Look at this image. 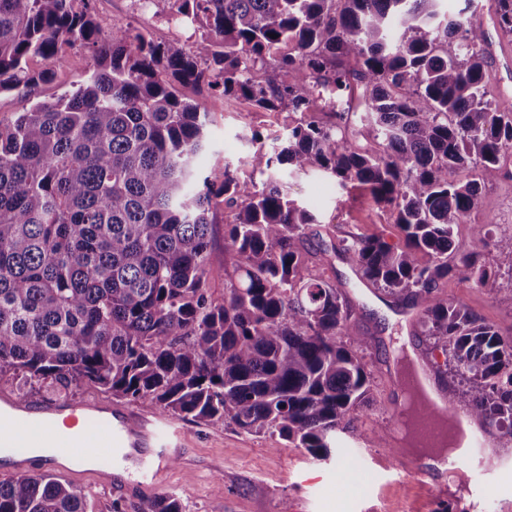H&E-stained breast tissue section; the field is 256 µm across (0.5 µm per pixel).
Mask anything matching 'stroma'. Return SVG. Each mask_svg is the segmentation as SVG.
I'll list each match as a JSON object with an SVG mask.
<instances>
[{"label":"stroma","instance_id":"stroma-1","mask_svg":"<svg viewBox=\"0 0 512 512\" xmlns=\"http://www.w3.org/2000/svg\"><path fill=\"white\" fill-rule=\"evenodd\" d=\"M444 5L452 12L464 11L463 0H444ZM94 6L104 34L116 28L134 31L139 27L134 0H95ZM464 13L468 23L490 29L495 57L489 68V97L497 106L512 109V36L491 30L487 8ZM91 66L88 51L68 50L51 82L32 90L21 87L0 94V119H11L36 102L74 90ZM184 93L200 96L207 112L209 148L199 160L205 174L218 179L229 167L243 188L262 185L266 174L243 165L242 160L258 149L270 154L279 151L286 135L284 114L190 87ZM256 132L261 135L257 141L252 138ZM276 173L287 182L291 197L315 213L317 223L305 248L348 300L356 331L373 340L365 356L373 385L358 418V432L366 440L359 444L354 437L340 436L337 455L320 462L305 449L276 436L175 415L171 421L182 432L186 447L171 461L160 495L178 497L183 512H499L500 507L512 504V453L503 461V477L464 469L457 475V490L446 494L433 485L443 476L441 463L419 457L417 464L432 477L431 482L421 484L413 477L414 466L405 461L401 435L393 429L399 394L394 339L402 337L404 346L422 366H444L445 357L421 335L419 325L412 323V306L363 281L350 259L336 250L342 240L354 235L379 234L391 245H403L404 235L391 212L367 195L342 190L333 179L296 174L284 165L278 166ZM231 219L227 209L217 210L214 216L213 272L208 284L212 299L218 302L224 298V226ZM511 225L512 154L506 156L498 180L484 191L479 214L454 232L456 243L464 247L469 246L474 233H482L481 260L499 271L497 292L486 293L457 275L443 279L438 288L440 297L463 304L507 340L512 339V251L501 247L499 230ZM1 393H22L33 403L79 402L103 396L87 382L30 384L11 371L0 373ZM69 483L85 494L87 512H144L148 502L147 496L124 491L119 478L73 477Z\"/></svg>","mask_w":512,"mask_h":512}]
</instances>
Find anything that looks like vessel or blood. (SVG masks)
<instances>
[{
	"label": "vessel or blood",
	"instance_id": "vessel-or-blood-1",
	"mask_svg": "<svg viewBox=\"0 0 512 512\" xmlns=\"http://www.w3.org/2000/svg\"><path fill=\"white\" fill-rule=\"evenodd\" d=\"M477 442L485 450L480 465L497 466L504 441L483 430ZM35 448L45 449V456L32 458ZM101 451L113 470H134L133 491L148 493L157 488L168 461L181 453L182 441L158 413L67 401L33 405L0 396V467L22 474L36 462L52 470L66 461L81 464Z\"/></svg>",
	"mask_w": 512,
	"mask_h": 512
}]
</instances>
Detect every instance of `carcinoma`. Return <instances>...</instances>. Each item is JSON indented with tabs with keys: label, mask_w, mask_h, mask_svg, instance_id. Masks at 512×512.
Instances as JSON below:
<instances>
[{
	"label": "carcinoma",
	"mask_w": 512,
	"mask_h": 512,
	"mask_svg": "<svg viewBox=\"0 0 512 512\" xmlns=\"http://www.w3.org/2000/svg\"><path fill=\"white\" fill-rule=\"evenodd\" d=\"M93 2L0 0V93L51 81L68 48L93 56L77 88L0 120V373L85 380L320 460L356 432L372 341L304 251L315 215L272 177L243 193L227 165L219 183L204 174L206 112L181 84L299 115L278 153L243 164L319 173L393 210L403 247L354 236L340 251L367 283L422 308L421 334L452 362L448 397L512 434V341L436 293L454 271L497 291L482 239L465 251L454 239L512 149V112L486 91L491 43L463 19L475 0L454 15L443 0H173L197 26L189 45L122 30L104 41ZM489 12L511 36L512 0ZM343 96L365 103L356 135L347 112L318 117ZM224 206L218 304L210 214ZM0 512H86V500L25 474L0 483ZM147 512L183 509L167 495Z\"/></svg>",
	"instance_id": "1"
}]
</instances>
